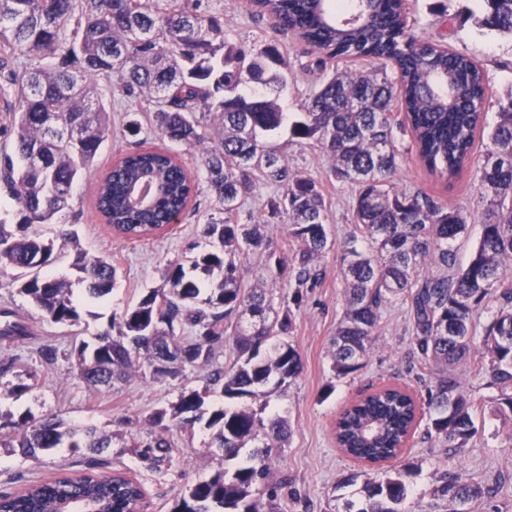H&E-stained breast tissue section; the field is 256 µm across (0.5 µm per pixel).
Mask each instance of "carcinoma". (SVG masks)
<instances>
[{
    "label": "carcinoma",
    "instance_id": "carcinoma-1",
    "mask_svg": "<svg viewBox=\"0 0 512 512\" xmlns=\"http://www.w3.org/2000/svg\"><path fill=\"white\" fill-rule=\"evenodd\" d=\"M325 2L253 0L276 31L320 51L311 64L320 85L291 121L277 99L240 90L252 79L266 87L286 85L276 70L286 66L279 46L225 48L224 26L205 0H0V96L7 112L0 186L18 216L14 224L0 221V270L16 272L12 285L46 321L70 327L80 320L72 282L44 274L58 255L55 241L43 238L38 226L71 208L74 185L109 135L98 77H113L127 99L149 97L154 132L162 138L190 149L205 145L206 180L219 204L204 228L213 249L169 263L161 287L112 316L94 345L82 341L71 350L77 375L90 389L128 377L143 360L152 377L183 381L177 400L144 419L146 433L118 436L91 425L68 426L51 414L16 419L0 413L4 446L24 455L59 448L90 452L81 471L1 491L0 512H59L71 501L89 502L91 512H133L145 492L112 470L113 439L117 454L129 452L159 468L176 448L171 429L192 433L198 425L212 432L226 461L255 444L250 463L216 470L175 499L170 512H281L266 460L286 440V422L265 420L264 404L211 411L206 402L218 388L227 399L264 397L262 387L271 382L284 391L302 369L286 340L292 331L288 307L270 318L274 296L245 283L241 272L250 255H262L270 277L288 273L296 303L323 277L319 259L330 240L320 185L289 166L280 146L262 139L287 121L293 137L324 149L336 181L358 187L354 232L342 245L345 306L332 340V370L340 378L359 369L383 310L401 299L409 306L418 380L426 392L422 397L384 386L363 395L336 419L338 447L359 462L380 465L402 457L427 418L437 440L463 451L478 432V405L461 390L456 365L470 356L474 316L488 303L479 374L496 391L494 411L512 420V92L497 102L479 168L489 202L478 244L460 266L453 244L467 234V219L427 195L397 188L394 126L408 128L431 174L459 176L489 102L481 67L412 34L402 0H358L343 20ZM486 5L478 24L512 37V0ZM340 59H371L381 68L341 71L332 66ZM388 64L397 70L395 84L384 69ZM395 109L404 113L396 124ZM262 182L280 190L266 207L272 218L288 217L284 254L264 234L265 225L240 219L245 199ZM143 184L156 189L146 205L130 194ZM194 195L195 181L170 151L137 145L106 172L96 206L113 231L142 239L183 214ZM59 237L76 251L73 267L85 295H109L117 279L112 262L87 255L72 230ZM230 328L237 358L221 366L216 357ZM26 336L14 312L1 309L0 338ZM199 367L211 368L204 383L186 384V371ZM415 474L406 463L383 478L367 477L336 512H404L408 478ZM482 493L448 470L434 488L445 512H470L468 505Z\"/></svg>",
    "mask_w": 512,
    "mask_h": 512
}]
</instances>
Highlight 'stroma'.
Wrapping results in <instances>:
<instances>
[{
  "instance_id": "obj_1",
  "label": "stroma",
  "mask_w": 512,
  "mask_h": 512,
  "mask_svg": "<svg viewBox=\"0 0 512 512\" xmlns=\"http://www.w3.org/2000/svg\"><path fill=\"white\" fill-rule=\"evenodd\" d=\"M209 4L224 19L227 45L257 49L273 40L279 43L288 63L283 70L287 86L279 94V103L285 112L302 111L306 98L318 85L317 74L308 69L315 58L312 49L294 35L277 33L272 21L255 15L245 0H209ZM484 8L483 0H405L408 26L416 35L471 57L482 68L492 99L483 117V125L488 128L496 120V99L512 91V39L476 25L474 17ZM99 86L112 133L94 168L77 181L70 210L59 215L55 223L46 225L45 230L52 235L62 228L76 229L84 250L111 257L117 269V285L101 301L85 298L83 289H76L83 319L78 326L62 327L47 322L38 309L17 295L10 286L11 272L0 271V307H10L30 326L26 344L15 346L0 341V362L19 357L22 367L35 369L38 375L35 390L18 397L0 398V412L54 414L74 426L93 424L113 431L122 420L141 421L175 401L180 384L135 374L112 388L89 390L76 376L71 347L82 340L95 342L97 334L108 328L113 315L133 307L148 289L159 287L161 271L169 262L183 259L189 249L208 248L203 227L218 203L205 179L200 152L179 144L167 145L154 133L153 114L145 100L130 103L111 97L104 78ZM134 118L142 125L137 137L126 130L128 121ZM139 138L150 147H171L198 180L199 193L192 210L170 230L132 242L117 236L104 224L94 201L100 176ZM272 139L281 145L290 165L319 182L326 198V222L333 244L321 259V284L297 304L291 300L293 290L288 276L267 279L263 259L257 255L250 256L245 263L244 276L249 284L270 289L276 298H290L293 332L289 341L303 362L301 374L286 392L275 390L266 396L267 415L284 418L290 429L286 443L273 452L269 468L273 479H288L298 491L297 500H281L283 512H331L343 494L340 483L346 476L383 475L382 469L365 466L337 448L332 428L338 413L361 393L379 385L416 386L418 358L407 306L398 301L384 311L362 368L344 378L334 376L330 346L344 310L341 245L354 230L352 212L357 189L333 179L332 161L316 143L292 138L285 126L273 133ZM396 145L397 187L411 194H428L439 204L460 210L467 218L469 233L454 245L458 263L466 264L480 236L485 209L477 162H470L459 177L446 181L423 167L410 134H398ZM275 193L273 186L260 185L253 196L246 198L243 218L249 224L266 225L268 237L280 245L288 236L287 220L270 217L266 208L267 199ZM47 341L59 349L58 359L51 365L41 363L37 353ZM481 350V337H474L470 357L457 367L464 389L482 406L476 417L478 432L461 453L442 447L425 431L417 432L404 453L405 459L419 467L403 505L405 512H441L433 488L447 469L483 488L484 493L472 503L471 512H512V422L501 419L492 410L493 392L485 388L477 372ZM173 440L177 450L162 468H148L129 454L112 461L113 468L130 471L143 483L148 502L145 512H169L174 497L224 465L223 453L212 447L210 434L203 429H196L191 435L174 431ZM84 456V451L61 448L32 459L0 446V490L9 489L18 476L36 479L78 468Z\"/></svg>"
}]
</instances>
